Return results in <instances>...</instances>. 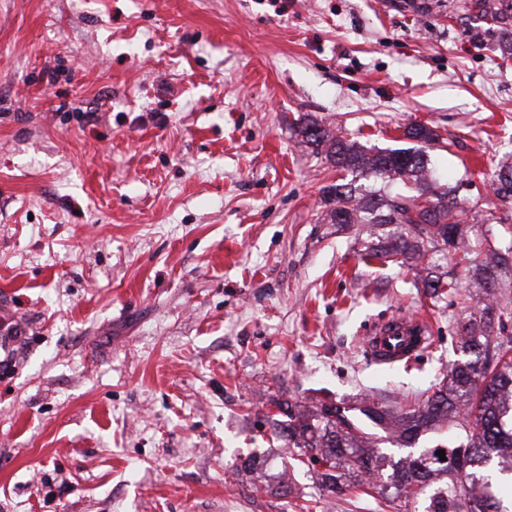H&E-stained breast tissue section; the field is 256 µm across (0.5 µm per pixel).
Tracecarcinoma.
I'll return each mask as SVG.
<instances>
[{"label":"carcinoma","instance_id":"obj_1","mask_svg":"<svg viewBox=\"0 0 512 512\" xmlns=\"http://www.w3.org/2000/svg\"><path fill=\"white\" fill-rule=\"evenodd\" d=\"M485 16L501 22L512 16V0H483ZM302 143L326 153L344 172L326 189L333 207L328 212L331 224H391L399 232L386 231L383 239L365 247L363 260H380L399 265L419 266L427 256L442 254L461 267L488 298L500 287L501 272L512 261V248L506 252L488 250L481 254L469 250L467 225L456 219L458 187L439 188L426 177L427 156L419 150L391 149L367 152L357 142L331 132L324 123L307 119L299 126ZM407 136H416L426 145L439 141V135L421 124L410 126ZM359 178L389 181L398 185L393 194L364 190L355 184ZM495 195L503 207L512 202V168L496 171ZM432 299L456 294L461 278L448 271L446 278H424ZM512 320L508 306L488 303L480 316L465 330V345L473 350L490 346L489 328L506 327ZM509 338L496 345L497 361L490 364L479 358L452 364L436 384V391L424 402L404 408H390L373 402L375 415L351 405L323 403L307 411L290 402L276 401L283 417V431L301 454L325 467L321 473L325 489L343 493L351 485L336 473L340 464L360 475H379L381 456L368 450L371 427L384 431L403 447L412 448L420 436L446 424L458 429L447 446L425 449L408 455L392 473L391 485L380 487L385 502L409 504L428 496L426 512H512L502 506V489L485 474L492 457L512 461V347ZM445 449L446 460L437 451ZM446 480L427 494L433 477Z\"/></svg>","mask_w":512,"mask_h":512}]
</instances>
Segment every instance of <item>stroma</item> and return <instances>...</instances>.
<instances>
[{
	"label": "stroma",
	"instance_id": "stroma-1",
	"mask_svg": "<svg viewBox=\"0 0 512 512\" xmlns=\"http://www.w3.org/2000/svg\"><path fill=\"white\" fill-rule=\"evenodd\" d=\"M480 0H0V512H393L323 490L269 419L427 396L481 289L431 301L327 223L304 116L427 147L470 246L512 245V44ZM430 346L372 364L378 318ZM260 473L268 491L255 488Z\"/></svg>",
	"mask_w": 512,
	"mask_h": 512
}]
</instances>
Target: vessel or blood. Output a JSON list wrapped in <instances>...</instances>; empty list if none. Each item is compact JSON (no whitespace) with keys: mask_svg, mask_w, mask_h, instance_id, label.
Instances as JSON below:
<instances>
[{"mask_svg":"<svg viewBox=\"0 0 512 512\" xmlns=\"http://www.w3.org/2000/svg\"><path fill=\"white\" fill-rule=\"evenodd\" d=\"M427 322L417 316L399 314L369 327L365 346L377 365L410 363L429 343Z\"/></svg>","mask_w":512,"mask_h":512,"instance_id":"b4317fda","label":"vessel or blood"}]
</instances>
